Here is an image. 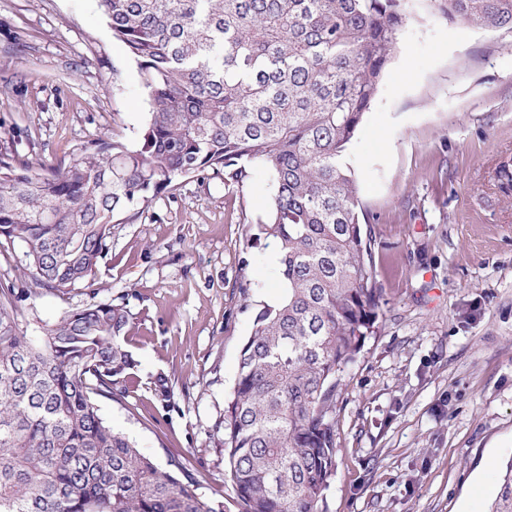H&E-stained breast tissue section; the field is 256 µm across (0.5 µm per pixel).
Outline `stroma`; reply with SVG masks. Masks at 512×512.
I'll return each mask as SVG.
<instances>
[{
  "instance_id": "35a3bbf8",
  "label": "stroma",
  "mask_w": 512,
  "mask_h": 512,
  "mask_svg": "<svg viewBox=\"0 0 512 512\" xmlns=\"http://www.w3.org/2000/svg\"><path fill=\"white\" fill-rule=\"evenodd\" d=\"M137 66L98 0H0V155L69 166L99 136L136 142ZM372 235L377 329L341 374L328 512H488L512 460V32L419 13L349 147ZM274 194L204 173L116 218L92 287L46 292L29 330L89 300L125 304L136 365L100 412L159 465L186 462L221 512L224 406L279 248L253 240ZM248 290H241V283ZM166 375L169 402L154 393Z\"/></svg>"
}]
</instances>
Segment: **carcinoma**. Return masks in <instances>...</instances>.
I'll return each mask as SVG.
<instances>
[{
	"instance_id": "1",
	"label": "carcinoma",
	"mask_w": 512,
	"mask_h": 512,
	"mask_svg": "<svg viewBox=\"0 0 512 512\" xmlns=\"http://www.w3.org/2000/svg\"><path fill=\"white\" fill-rule=\"evenodd\" d=\"M411 0H98L140 73L138 141H92L52 177L0 156V238L28 280L0 289V512H216L180 462L160 467L98 399L135 366L122 303L90 302L31 336L18 302L89 283L115 216L179 179L275 193L258 234L280 246L282 300L242 346L224 461L244 512H327L339 373L374 333L382 295L348 149ZM450 22L512 31V0H425ZM491 512H512V463Z\"/></svg>"
}]
</instances>
